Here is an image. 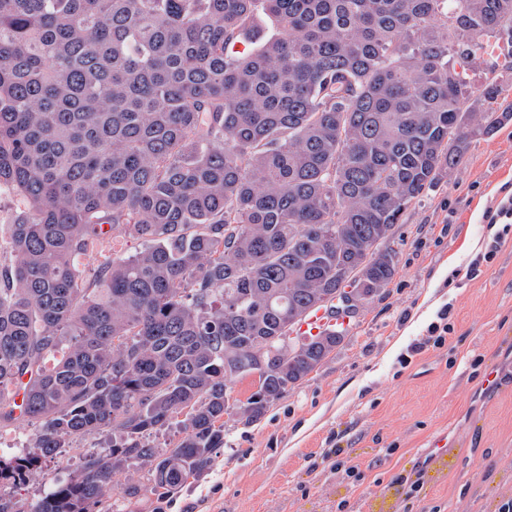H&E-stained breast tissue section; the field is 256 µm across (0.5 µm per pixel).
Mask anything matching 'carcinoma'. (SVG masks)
<instances>
[{"label":"carcinoma","mask_w":512,"mask_h":512,"mask_svg":"<svg viewBox=\"0 0 512 512\" xmlns=\"http://www.w3.org/2000/svg\"><path fill=\"white\" fill-rule=\"evenodd\" d=\"M509 45L512 0H0V189L26 204L0 243V428L38 424L0 456V512H114L118 472L129 502L204 476L224 416L260 418L342 340L295 325L360 266L380 295L404 210L512 119L491 107ZM125 237L142 249L83 266ZM104 446L103 438L100 436L89 437L81 443L73 445L78 448V451L69 458H58L54 463H51L48 468L41 471V475L37 476L35 480L29 483L26 491L22 492L23 497L33 498L43 490H47L50 485L51 477H66L69 473L75 471L78 467L79 461L88 448H99Z\"/></svg>","instance_id":"obj_1"}]
</instances>
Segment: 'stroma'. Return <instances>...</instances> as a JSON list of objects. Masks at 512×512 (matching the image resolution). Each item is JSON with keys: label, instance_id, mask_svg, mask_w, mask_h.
<instances>
[{"label": "stroma", "instance_id": "stroma-1", "mask_svg": "<svg viewBox=\"0 0 512 512\" xmlns=\"http://www.w3.org/2000/svg\"><path fill=\"white\" fill-rule=\"evenodd\" d=\"M506 184L512 121L472 138L452 179L405 210L390 242L393 280L326 362L259 420L225 417L224 446L198 482L124 512H499L512 500V234L491 264L470 265L490 234L482 215ZM447 303L446 345L400 365ZM442 433L454 439L453 467L404 500L392 477L415 475ZM338 445V460H326Z\"/></svg>", "mask_w": 512, "mask_h": 512}]
</instances>
